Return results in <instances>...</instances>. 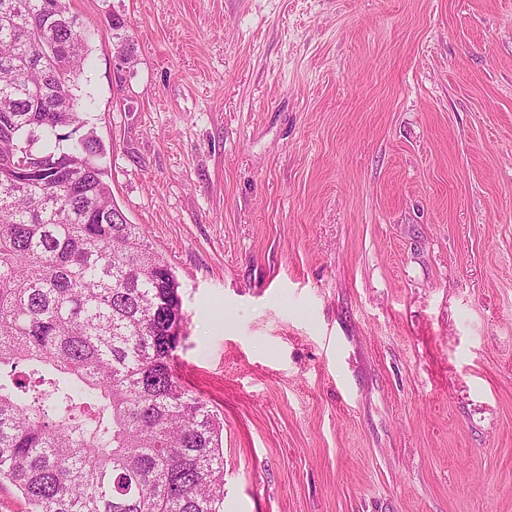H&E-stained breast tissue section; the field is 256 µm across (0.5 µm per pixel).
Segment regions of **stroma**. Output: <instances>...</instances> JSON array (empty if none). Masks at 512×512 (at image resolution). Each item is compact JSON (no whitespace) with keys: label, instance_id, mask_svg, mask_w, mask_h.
<instances>
[{"label":"stroma","instance_id":"1","mask_svg":"<svg viewBox=\"0 0 512 512\" xmlns=\"http://www.w3.org/2000/svg\"><path fill=\"white\" fill-rule=\"evenodd\" d=\"M66 4L224 512H512V0Z\"/></svg>","mask_w":512,"mask_h":512}]
</instances>
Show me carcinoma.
<instances>
[{
	"instance_id": "1",
	"label": "carcinoma",
	"mask_w": 512,
	"mask_h": 512,
	"mask_svg": "<svg viewBox=\"0 0 512 512\" xmlns=\"http://www.w3.org/2000/svg\"><path fill=\"white\" fill-rule=\"evenodd\" d=\"M0 0V483L30 512H224L219 415L175 370L179 282L85 126L77 17ZM55 148H34L40 137Z\"/></svg>"
}]
</instances>
